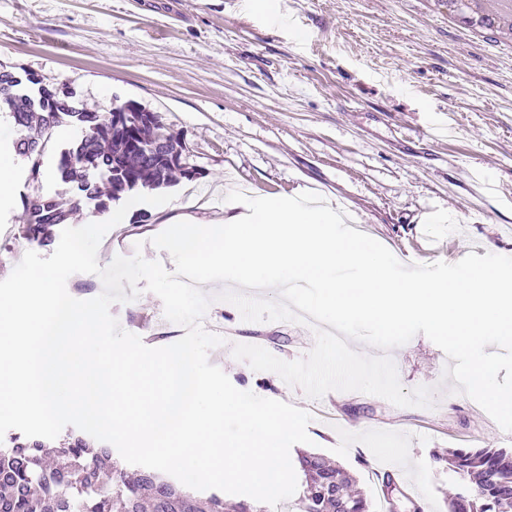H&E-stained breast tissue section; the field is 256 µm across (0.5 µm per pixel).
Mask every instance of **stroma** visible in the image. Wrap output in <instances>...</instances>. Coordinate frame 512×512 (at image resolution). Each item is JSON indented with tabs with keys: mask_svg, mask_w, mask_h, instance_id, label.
<instances>
[{
	"mask_svg": "<svg viewBox=\"0 0 512 512\" xmlns=\"http://www.w3.org/2000/svg\"><path fill=\"white\" fill-rule=\"evenodd\" d=\"M0 59L74 88L88 109L133 101L161 113L199 171L170 186L172 208L149 207L148 222L128 211L101 240L99 266L138 251L173 270L152 237L186 217H222L243 186L253 197L314 192L406 265L512 256V44L459 29L443 0H0ZM32 191L18 173L0 205V280L26 252L55 250L21 233ZM202 290L212 299L205 328L223 338L210 363L239 390L309 412L310 441L292 454L340 464L371 506L389 470L425 512H448L458 477L435 453L512 449V432L452 393L449 360L425 335L387 355L405 390L432 388L433 407L355 391L312 399L232 355L240 342L303 358L310 325L246 322L219 283ZM111 313L155 346L177 340L149 291Z\"/></svg>",
	"mask_w": 512,
	"mask_h": 512,
	"instance_id": "35a3bbf8",
	"label": "stroma"
}]
</instances>
